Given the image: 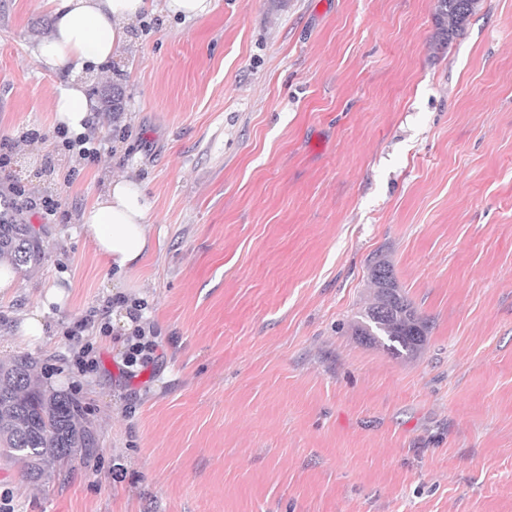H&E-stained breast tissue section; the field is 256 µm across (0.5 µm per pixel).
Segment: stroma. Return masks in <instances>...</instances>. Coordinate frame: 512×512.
Instances as JSON below:
<instances>
[{"mask_svg": "<svg viewBox=\"0 0 512 512\" xmlns=\"http://www.w3.org/2000/svg\"><path fill=\"white\" fill-rule=\"evenodd\" d=\"M435 3L146 15L80 76L83 159L54 134L66 75L34 57L49 6L0 0V197L61 202L20 214L44 256L0 294V360L33 357L99 439L38 483L0 459L14 512H512V0L442 50ZM118 177L145 185L152 242L120 281L82 228ZM379 256L428 323L414 355L352 330ZM119 295L161 345L132 379Z\"/></svg>", "mask_w": 512, "mask_h": 512, "instance_id": "1", "label": "stroma"}]
</instances>
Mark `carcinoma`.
<instances>
[{
    "mask_svg": "<svg viewBox=\"0 0 512 512\" xmlns=\"http://www.w3.org/2000/svg\"><path fill=\"white\" fill-rule=\"evenodd\" d=\"M479 0H437L435 16L442 39L454 36L475 13ZM43 245L32 226L15 214L0 212V259L17 270L37 265ZM369 265L373 300L359 311L354 332L369 344H378L394 356L410 355L423 344L426 326L401 287L397 304L386 309V282ZM36 361L20 355L0 361V455L33 482L49 476L72 457L98 447L95 431L87 424L84 410L71 394L48 387L35 374Z\"/></svg>",
    "mask_w": 512,
    "mask_h": 512,
    "instance_id": "obj_1",
    "label": "carcinoma"
}]
</instances>
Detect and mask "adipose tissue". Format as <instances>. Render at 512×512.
<instances>
[{"mask_svg": "<svg viewBox=\"0 0 512 512\" xmlns=\"http://www.w3.org/2000/svg\"><path fill=\"white\" fill-rule=\"evenodd\" d=\"M54 23L49 36L36 50L42 66H66L82 71L111 59L128 39L130 25L139 16L162 4L188 19L205 16L211 0H49ZM93 103L76 81L59 84L54 93V112L59 124L74 133L86 128ZM149 201L138 182L113 180L107 193L83 214V226L98 252L114 273L130 270L151 247L147 222Z\"/></svg>", "mask_w": 512, "mask_h": 512, "instance_id": "1", "label": "adipose tissue"}]
</instances>
